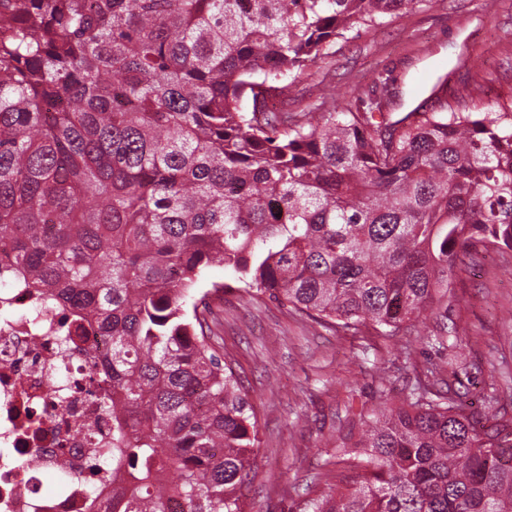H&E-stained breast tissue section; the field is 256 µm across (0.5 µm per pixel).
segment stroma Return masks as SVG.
I'll list each match as a JSON object with an SVG mask.
<instances>
[{
    "label": "stroma",
    "mask_w": 512,
    "mask_h": 512,
    "mask_svg": "<svg viewBox=\"0 0 512 512\" xmlns=\"http://www.w3.org/2000/svg\"><path fill=\"white\" fill-rule=\"evenodd\" d=\"M461 53L469 59L463 68ZM443 73L448 98L481 108L512 99V0H429L382 26L351 31L298 74L287 109L353 89L367 94L387 75L388 111L406 112L430 94L423 76ZM215 283L225 291L212 293ZM201 288L219 323V352L254 407L256 475L245 512H295L327 494L325 462L350 429V411L369 416L401 403L418 372L453 355L479 366L478 385L495 384L501 404L512 405V250L480 249L457 273L448 317L464 332L442 347L425 341L437 327L433 318L392 337L352 336L238 289L220 266L206 270Z\"/></svg>",
    "instance_id": "obj_1"
}]
</instances>
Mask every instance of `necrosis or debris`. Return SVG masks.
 I'll return each mask as SVG.
<instances>
[{
	"label": "necrosis or debris",
	"mask_w": 512,
	"mask_h": 512,
	"mask_svg": "<svg viewBox=\"0 0 512 512\" xmlns=\"http://www.w3.org/2000/svg\"><path fill=\"white\" fill-rule=\"evenodd\" d=\"M69 313L45 309L40 293L0 278V512H112V476L95 475L112 445L101 413L94 359L107 340L86 326L61 347ZM62 476L52 492L45 477Z\"/></svg>",
	"instance_id": "1"
}]
</instances>
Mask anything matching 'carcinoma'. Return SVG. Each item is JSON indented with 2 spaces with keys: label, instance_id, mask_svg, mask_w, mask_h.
Listing matches in <instances>:
<instances>
[{
  "label": "carcinoma",
  "instance_id": "cac0c4a2",
  "mask_svg": "<svg viewBox=\"0 0 512 512\" xmlns=\"http://www.w3.org/2000/svg\"><path fill=\"white\" fill-rule=\"evenodd\" d=\"M425 0H0V269L111 348L112 512H245L248 392L206 269L314 320L394 336L441 315L480 244L512 250V101L397 115L354 92L266 107L346 33ZM252 108L244 109L245 100ZM426 367L336 445L307 512H512V414Z\"/></svg>",
  "mask_w": 512,
  "mask_h": 512
}]
</instances>
